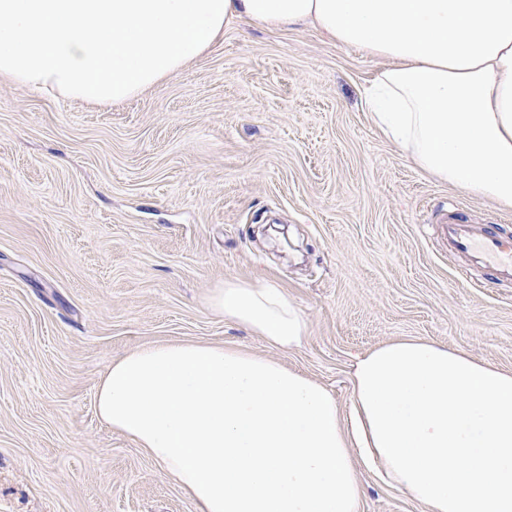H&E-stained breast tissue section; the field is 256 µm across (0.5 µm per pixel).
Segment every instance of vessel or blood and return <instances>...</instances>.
I'll return each instance as SVG.
<instances>
[{"label":"vessel or blood","instance_id":"obj_1","mask_svg":"<svg viewBox=\"0 0 512 512\" xmlns=\"http://www.w3.org/2000/svg\"><path fill=\"white\" fill-rule=\"evenodd\" d=\"M450 255L465 258L458 268L461 279H468L472 269H481L503 284H512V236L466 223L459 215H443L439 221Z\"/></svg>","mask_w":512,"mask_h":512}]
</instances>
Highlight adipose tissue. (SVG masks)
Instances as JSON below:
<instances>
[{"label": "adipose tissue", "instance_id": "1", "mask_svg": "<svg viewBox=\"0 0 512 512\" xmlns=\"http://www.w3.org/2000/svg\"><path fill=\"white\" fill-rule=\"evenodd\" d=\"M303 23L385 60L379 130L430 176L512 209V0H0V76L117 104L204 54L232 20ZM211 306L280 351L307 323L270 279ZM351 402L234 347L171 342L111 362L99 420L196 512H359L365 468L423 512H512V372L425 338L358 355Z\"/></svg>", "mask_w": 512, "mask_h": 512}]
</instances>
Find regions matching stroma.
Listing matches in <instances>:
<instances>
[{
    "instance_id": "obj_1",
    "label": "stroma",
    "mask_w": 512,
    "mask_h": 512,
    "mask_svg": "<svg viewBox=\"0 0 512 512\" xmlns=\"http://www.w3.org/2000/svg\"><path fill=\"white\" fill-rule=\"evenodd\" d=\"M384 65L309 25L236 19L117 106L0 77V512H195L97 418L101 375L140 347H242L343 408L354 356L403 336L512 371V285L459 281L436 224L455 212L512 235V210L380 132L365 91ZM260 277L304 313L300 348L211 308L212 289ZM357 477L360 512H423Z\"/></svg>"
}]
</instances>
